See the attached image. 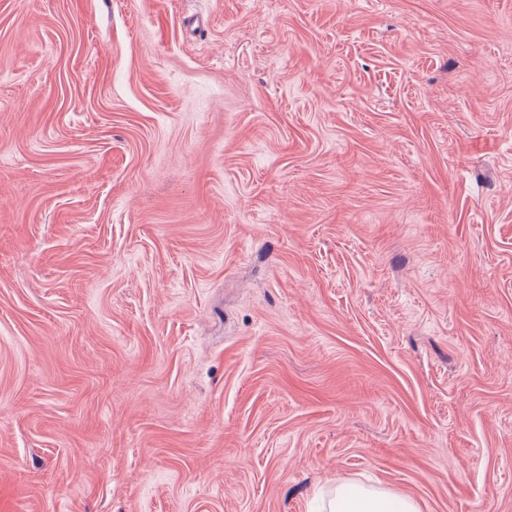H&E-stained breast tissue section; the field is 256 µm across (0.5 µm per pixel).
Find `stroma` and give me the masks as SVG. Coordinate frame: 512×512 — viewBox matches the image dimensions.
<instances>
[{"label":"stroma","instance_id":"obj_1","mask_svg":"<svg viewBox=\"0 0 512 512\" xmlns=\"http://www.w3.org/2000/svg\"><path fill=\"white\" fill-rule=\"evenodd\" d=\"M512 512V0H0V512ZM345 493V488L336 489V497L329 501L330 512H420L415 500L392 494L388 491L356 486Z\"/></svg>","mask_w":512,"mask_h":512}]
</instances>
